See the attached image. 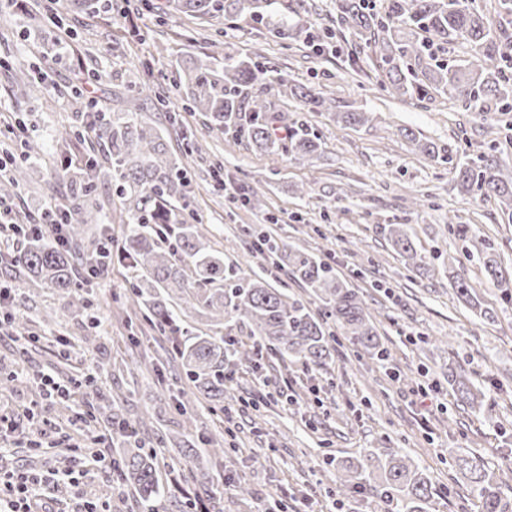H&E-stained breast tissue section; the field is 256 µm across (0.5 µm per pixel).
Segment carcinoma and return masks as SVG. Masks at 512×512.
<instances>
[{
	"instance_id": "obj_1",
	"label": "carcinoma",
	"mask_w": 512,
	"mask_h": 512,
	"mask_svg": "<svg viewBox=\"0 0 512 512\" xmlns=\"http://www.w3.org/2000/svg\"><path fill=\"white\" fill-rule=\"evenodd\" d=\"M475 0H385L375 8L365 0H336V30L349 32L367 55L376 59L380 84L395 98L431 99L448 94L470 112H512V0H498V21L493 25L474 5ZM168 8L192 20L234 19L249 9V20L261 34L285 40L290 36L321 47L324 38L312 35L301 22L272 24L262 0H168ZM468 44L475 59L448 63L437 47ZM177 83L185 88L187 107L202 115L205 127L230 134L260 152L286 154L309 161L322 152L323 141L308 123L278 124L272 102L260 87L302 102L307 112H329L345 126L359 129L371 124L369 112H336L335 100L321 91L291 83L281 72L250 56L214 50L206 59L189 58L178 64ZM81 128L91 134L88 159L63 157L50 179L66 186L63 204L67 223L64 245L45 233L23 230L25 245L9 264L28 280L57 289L68 306L43 316V335L53 333L70 311L84 300L88 269L103 275L112 258L125 262L134 276L126 300L150 329L165 338L168 354L181 364L185 387L179 391V410L188 429L197 427V402L204 398L210 410H224V366L231 360L249 362L257 355L244 344L231 346L220 325L235 321L249 329L271 356L285 364L324 368L336 351L331 327L367 355H377L381 342L358 292L336 274L325 260L307 250L278 246L264 236L254 240L272 256L275 268L288 272L319 302L317 309L276 287L272 273L245 274L224 267V253L208 244L205 228L180 201L187 197L185 167L170 154L164 134L151 123L128 112L109 116L87 112ZM413 149L424 157L452 165L460 193L497 201L506 223H512V163L499 151L471 156L453 143L439 145L401 130ZM112 177V195L120 204L123 225L113 236L102 207L96 201L98 184ZM388 245L406 268L421 274L435 272L418 254L404 224L381 227ZM481 270L501 290V300L512 302V269L502 265L490 244L478 250ZM458 301L477 317L495 322V311L483 299L464 267L453 273ZM206 316L213 328L190 327L185 317ZM448 383L464 408L492 412L485 390L465 373L448 375ZM113 436L127 444L117 462L120 478L138 497L142 512H156L161 491L158 469L167 443L146 446L139 424L107 417ZM182 460L181 476L202 488L211 512H224V493L210 479L211 467L201 466L193 434L175 442ZM207 461L224 459V438L206 439ZM456 464L469 481L479 512H512L505 498L503 475L489 471L478 457H457ZM342 491L349 492L373 478L381 488V512H429L435 488L414 461L397 451L367 450L355 461L336 465Z\"/></svg>"
}]
</instances>
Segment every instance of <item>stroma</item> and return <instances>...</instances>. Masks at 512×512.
<instances>
[{
  "label": "stroma",
  "instance_id": "obj_1",
  "mask_svg": "<svg viewBox=\"0 0 512 512\" xmlns=\"http://www.w3.org/2000/svg\"><path fill=\"white\" fill-rule=\"evenodd\" d=\"M59 4L15 0L0 12V118L21 121L42 145L40 154L26 156L20 140L5 132L0 151L42 172L53 169L57 137L80 126L83 102L70 87L80 73L96 75L91 92L108 112H135L162 129L192 176L188 208L203 220L225 262H246L263 272V260L247 254L256 232L322 256L358 289L385 348L380 360L359 356L341 338L324 370L285 366L264 353L250 364L228 366L224 404L233 411L238 436L225 439L224 460L212 473L224 493V512H376L375 486L345 496L336 488L337 462L364 448L398 450L425 470L436 487L429 512H478L448 452L479 455L497 473L512 471V305L501 306L499 289L486 282L477 257L467 256L449 224L477 225L506 266L512 265V224L502 222L494 203L460 194L447 166L414 153L400 131L409 128L440 144L461 136L467 152L476 155L504 148L512 112H469L447 95L421 103L394 98L381 90L370 68L353 71L355 40L348 35L336 36L333 52L318 55L296 40L260 36L244 15L207 27L175 14L158 19L140 0H128L124 16L96 10L65 14ZM214 41L244 56H264L294 83L325 91L337 106L372 113V125L355 130L277 97L278 111L305 118L322 137L324 151L310 164L208 132L201 114L185 108L175 71L182 54L210 53ZM20 67L29 82L23 92L13 87ZM146 80L165 89L177 123H169L150 100L128 93V85ZM190 140L204 145V158L184 157ZM215 159L235 186L256 188L264 208L231 202L209 177ZM304 185L311 191L302 196L298 189ZM413 196L423 198L424 206L411 207ZM59 200L44 179L17 189L0 183V212H10L16 222L41 221ZM392 223L409 225L418 252L435 259L434 276L405 269L378 231ZM452 257L465 259L482 299L497 307L495 323L458 302L444 271ZM131 276L126 265L113 262L109 274L93 283L87 306L49 342L39 337L40 321L60 310L63 299L55 289L1 268L0 282L24 298L33 336L25 340L0 329V403L18 411L38 403L36 425L63 437L75 434L76 411L103 429L100 406L108 396L116 409L140 422L145 440L182 436L185 425L175 409L153 416L181 388V369L164 362L163 342L136 348L129 341L127 322L134 313L125 295ZM88 336L102 338L104 355L87 351ZM458 366L490 390L492 414L458 405L448 384L449 368ZM36 370L69 386V413H61L56 399L40 397ZM64 453L21 440L0 452V468L46 471ZM240 482L249 485L252 497H236ZM88 501L108 504L111 512H139L129 489L100 470L71 487L63 508L82 512Z\"/></svg>",
  "mask_w": 512,
  "mask_h": 512
}]
</instances>
